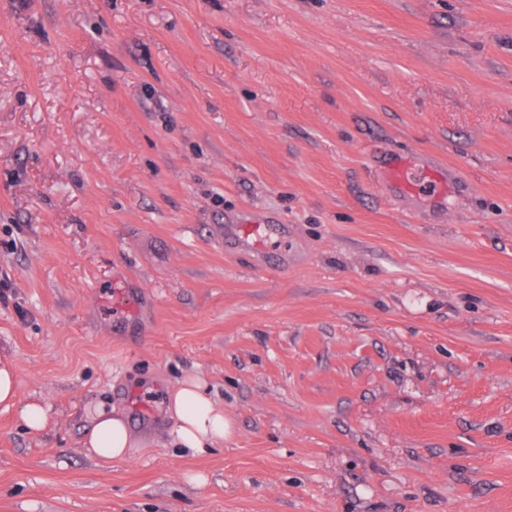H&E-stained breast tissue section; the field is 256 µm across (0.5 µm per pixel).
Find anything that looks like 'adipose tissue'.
Masks as SVG:
<instances>
[{"label":"adipose tissue","mask_w":512,"mask_h":512,"mask_svg":"<svg viewBox=\"0 0 512 512\" xmlns=\"http://www.w3.org/2000/svg\"><path fill=\"white\" fill-rule=\"evenodd\" d=\"M167 411L176 420L169 438L175 447L197 452L223 447L228 431L224 408L209 397L201 379L180 381L169 394ZM82 445L87 454L112 461L130 458L141 442L124 412L111 408L98 410Z\"/></svg>","instance_id":"1"}]
</instances>
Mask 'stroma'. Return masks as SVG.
<instances>
[{"label":"stroma","mask_w":512,"mask_h":512,"mask_svg":"<svg viewBox=\"0 0 512 512\" xmlns=\"http://www.w3.org/2000/svg\"><path fill=\"white\" fill-rule=\"evenodd\" d=\"M0 353V512H512V0H0ZM409 171L410 167L408 162L400 159L389 168L388 177L390 181L398 186L403 192L407 194H415L419 192L420 188H414L413 179L411 178ZM287 228V224L240 225L236 228L235 240L247 247L261 250L262 244L267 242V239H278ZM0 404H14L17 399V380L12 365L0 360ZM167 411L177 420L169 432V442L175 448L206 452L223 447L228 431L224 406L208 396L201 379L180 381L169 393ZM82 445L87 454L112 461L130 458L141 447V441L131 430L124 412L112 407L98 409Z\"/></svg>","instance_id":"1"}]
</instances>
